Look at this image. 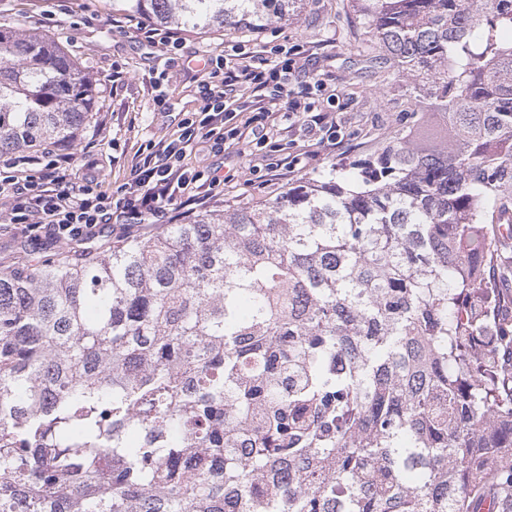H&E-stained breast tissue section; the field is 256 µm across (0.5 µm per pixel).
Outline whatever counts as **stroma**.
Returning a JSON list of instances; mask_svg holds the SVG:
<instances>
[{"label": "stroma", "mask_w": 512, "mask_h": 512, "mask_svg": "<svg viewBox=\"0 0 512 512\" xmlns=\"http://www.w3.org/2000/svg\"><path fill=\"white\" fill-rule=\"evenodd\" d=\"M0 25L54 35L94 78L96 118L70 153L78 169L81 148L103 145L99 178L108 191L129 181L136 152L176 134L181 119L198 111L199 82L209 60L231 54L236 45L257 52L277 44L298 46L295 86L322 76L334 96L317 97V106L339 112L345 121L341 146L323 151L306 173L280 170L281 186L332 168L352 174L354 160L372 154L416 120L407 74L359 56L363 29L354 0H302L288 19L250 34L184 31L177 50L151 46L145 38L150 23L114 10L112 0H0ZM273 193V187L244 172L237 183L210 196L205 208L222 210Z\"/></svg>", "instance_id": "35a3bbf8"}]
</instances>
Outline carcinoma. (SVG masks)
Here are the masks:
<instances>
[{
	"mask_svg": "<svg viewBox=\"0 0 512 512\" xmlns=\"http://www.w3.org/2000/svg\"><path fill=\"white\" fill-rule=\"evenodd\" d=\"M258 30L298 0H117ZM446 134L111 250L0 269V512H512V0H358ZM93 80L0 29V152L73 146Z\"/></svg>",
	"mask_w": 512,
	"mask_h": 512,
	"instance_id": "carcinoma-1",
	"label": "carcinoma"
}]
</instances>
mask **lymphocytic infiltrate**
Wrapping results in <instances>:
<instances>
[{
	"label": "lymphocytic infiltrate",
	"mask_w": 512,
	"mask_h": 512,
	"mask_svg": "<svg viewBox=\"0 0 512 512\" xmlns=\"http://www.w3.org/2000/svg\"><path fill=\"white\" fill-rule=\"evenodd\" d=\"M292 67L285 46L271 48L264 57L244 50L231 59H215L200 83L199 110L182 120L177 136L135 157L131 180L112 193L93 176L74 179L69 158L50 148L34 170L5 159L0 164V233L29 244L50 239L81 245L111 223L160 224L172 210L204 205L201 189L233 184L237 176L218 165L188 167L185 158L202 139L258 155L260 164L251 168L255 174L303 171L318 152L336 148L339 122L335 113L292 89Z\"/></svg>",
	"instance_id": "1"
}]
</instances>
